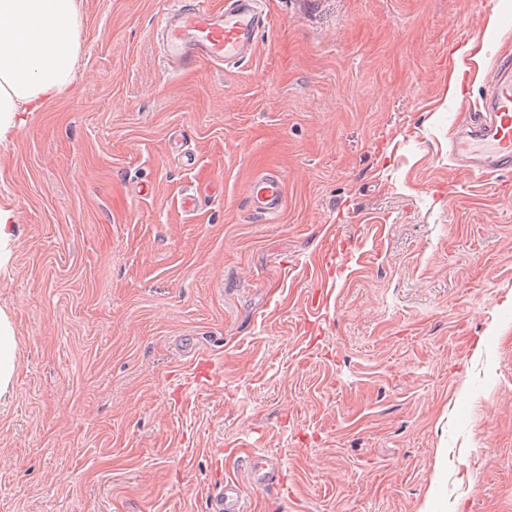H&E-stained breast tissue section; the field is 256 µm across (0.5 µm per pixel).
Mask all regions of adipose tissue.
Listing matches in <instances>:
<instances>
[{"label": "adipose tissue", "instance_id": "1", "mask_svg": "<svg viewBox=\"0 0 512 512\" xmlns=\"http://www.w3.org/2000/svg\"><path fill=\"white\" fill-rule=\"evenodd\" d=\"M76 0H0V132L67 96L80 52ZM17 338L0 311V400L12 395Z\"/></svg>", "mask_w": 512, "mask_h": 512}]
</instances>
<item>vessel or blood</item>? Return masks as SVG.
I'll return each instance as SVG.
<instances>
[{
    "instance_id": "1",
    "label": "vessel or blood",
    "mask_w": 512,
    "mask_h": 512,
    "mask_svg": "<svg viewBox=\"0 0 512 512\" xmlns=\"http://www.w3.org/2000/svg\"><path fill=\"white\" fill-rule=\"evenodd\" d=\"M265 0H224L213 10L201 0H173L156 27L164 66L179 71L198 61L221 67L252 59L266 24ZM455 167L481 178L512 171V54H498L483 105L449 143ZM251 212L274 218L283 210L285 184L271 171L255 174L247 190ZM267 478L260 462L248 461L243 474H230L216 497L214 512H247L244 480Z\"/></svg>"
}]
</instances>
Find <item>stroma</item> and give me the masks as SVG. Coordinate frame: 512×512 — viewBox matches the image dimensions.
Here are the masks:
<instances>
[{
    "label": "stroma",
    "mask_w": 512,
    "mask_h": 512,
    "mask_svg": "<svg viewBox=\"0 0 512 512\" xmlns=\"http://www.w3.org/2000/svg\"><path fill=\"white\" fill-rule=\"evenodd\" d=\"M77 5L72 93L0 138V512H212L252 453L251 512H512V172L452 171L446 94L512 0H267L180 73L170 0ZM451 57L455 63L452 70L448 73V90L456 98L462 99L468 92L466 85H464L467 68L462 64L459 51H454ZM250 211L259 217L275 218L283 210L285 184L275 172L262 171L255 174L247 190ZM17 369V336L10 318L0 310V400L14 390Z\"/></svg>",
    "instance_id": "obj_1"
}]
</instances>
